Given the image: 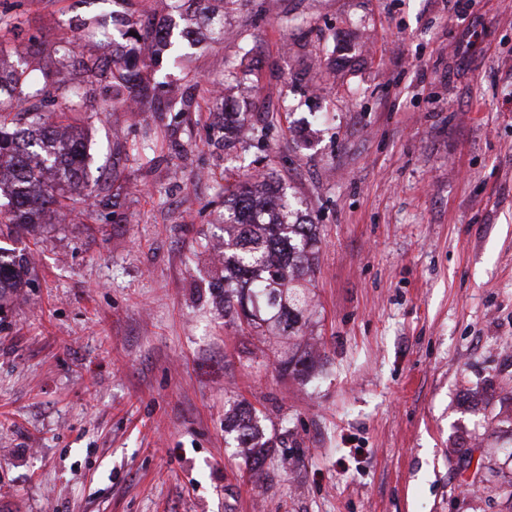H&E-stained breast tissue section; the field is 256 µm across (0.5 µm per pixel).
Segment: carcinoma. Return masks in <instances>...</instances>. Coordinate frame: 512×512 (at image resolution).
Listing matches in <instances>:
<instances>
[{
  "label": "carcinoma",
  "instance_id": "obj_1",
  "mask_svg": "<svg viewBox=\"0 0 512 512\" xmlns=\"http://www.w3.org/2000/svg\"><path fill=\"white\" fill-rule=\"evenodd\" d=\"M134 11L111 14L91 21V33L113 30L118 37L107 44L108 52L87 67L85 94L102 82L111 96L103 103L105 112L115 111L151 96L153 84L147 71L160 55L169 51L178 63L179 39L218 41L224 36V11L239 0H220L223 11L210 7L212 0H183L187 11L199 18L193 27L174 34L172 22L153 28L143 25L147 0ZM21 105L17 111L0 108V236L33 232L54 220L60 224L71 212L74 195L95 203L118 177H89L90 156L73 99L82 93L63 80L48 82L32 78L30 65L6 68L0 58V93ZM268 178L239 184L229 194L224 208V231L231 236L224 256L229 275L211 283L224 302V315L244 323L253 331L273 323L290 334H298L307 306L305 289L298 281L313 270L318 226L301 209L271 188ZM30 268L24 254L4 255L0 248V292L5 288H32ZM257 410L244 404L231 419V427L244 448L252 449L250 472L264 475L269 442H259Z\"/></svg>",
  "mask_w": 512,
  "mask_h": 512
}]
</instances>
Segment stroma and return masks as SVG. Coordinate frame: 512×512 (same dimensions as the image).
<instances>
[{
    "label": "stroma",
    "mask_w": 512,
    "mask_h": 512,
    "mask_svg": "<svg viewBox=\"0 0 512 512\" xmlns=\"http://www.w3.org/2000/svg\"><path fill=\"white\" fill-rule=\"evenodd\" d=\"M115 8L0 0V56L79 83L56 48ZM155 79L82 104L117 208L0 237L36 275L0 307V512H512V0H249ZM271 172L320 238L289 339L208 287L225 188ZM242 401L283 439L261 482Z\"/></svg>",
    "instance_id": "35a3bbf8"
}]
</instances>
